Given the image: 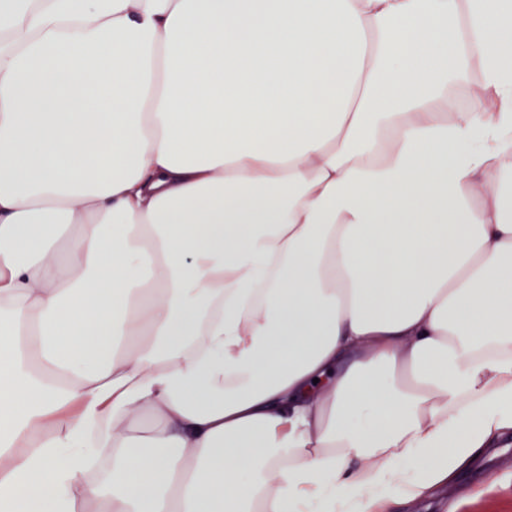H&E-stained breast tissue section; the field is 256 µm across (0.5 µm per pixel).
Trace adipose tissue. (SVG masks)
Wrapping results in <instances>:
<instances>
[{"mask_svg": "<svg viewBox=\"0 0 512 512\" xmlns=\"http://www.w3.org/2000/svg\"><path fill=\"white\" fill-rule=\"evenodd\" d=\"M512 436V0H0V512H384Z\"/></svg>", "mask_w": 512, "mask_h": 512, "instance_id": "ef3b65f1", "label": "adipose tissue"}]
</instances>
